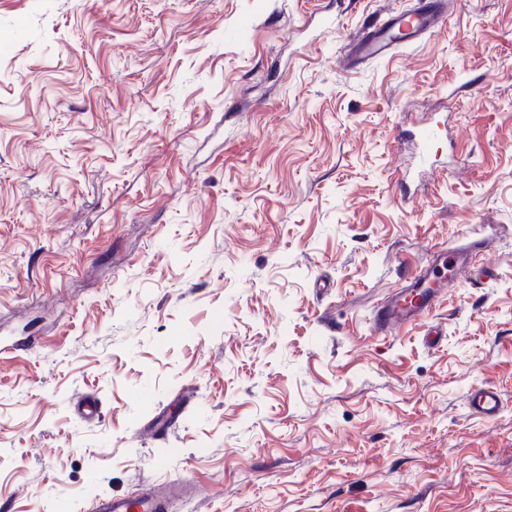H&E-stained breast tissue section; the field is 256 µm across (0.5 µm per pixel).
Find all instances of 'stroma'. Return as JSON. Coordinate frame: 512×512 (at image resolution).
Masks as SVG:
<instances>
[{"label": "stroma", "instance_id": "obj_1", "mask_svg": "<svg viewBox=\"0 0 512 512\" xmlns=\"http://www.w3.org/2000/svg\"><path fill=\"white\" fill-rule=\"evenodd\" d=\"M449 2L353 65L415 0H0V512H512V0ZM436 0H417L414 10L375 20L350 43L348 58L365 61L385 57L396 47L394 34L404 31L408 40H418L445 23V14ZM476 255L467 251L448 255V278L442 270L447 267L444 257L442 268L440 260H435L427 267L405 276L401 292L381 305L375 312L373 326L377 334L391 335L402 327L420 320L429 313L440 298L448 282L454 278L467 276L472 272ZM466 401L473 413L486 418L495 417L502 408L499 393L491 385H480L470 389ZM165 509L162 493H149L133 498L97 496L88 506V512H160Z\"/></svg>", "mask_w": 512, "mask_h": 512}]
</instances>
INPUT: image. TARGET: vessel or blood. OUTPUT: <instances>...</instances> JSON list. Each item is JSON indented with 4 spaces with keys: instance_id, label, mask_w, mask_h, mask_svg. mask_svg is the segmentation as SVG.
Wrapping results in <instances>:
<instances>
[{
    "instance_id": "b4317fda",
    "label": "vessel or blood",
    "mask_w": 512,
    "mask_h": 512,
    "mask_svg": "<svg viewBox=\"0 0 512 512\" xmlns=\"http://www.w3.org/2000/svg\"><path fill=\"white\" fill-rule=\"evenodd\" d=\"M444 22L445 14L435 0H418L412 11L375 20L351 43L348 56L360 61L387 56L396 47L395 32H404L408 39L416 40ZM473 263L472 254L457 252L449 255L447 266L434 261L407 275L402 291L376 310L375 332L389 335L420 320L433 308L449 280L467 276ZM466 401L473 413L486 418L495 417L502 408L499 393L491 385L470 389ZM164 508L165 496L161 493L133 498L107 495L93 498L88 512H163Z\"/></svg>"
}]
</instances>
